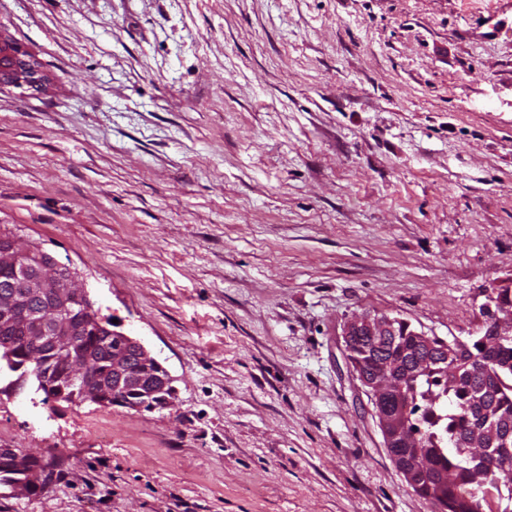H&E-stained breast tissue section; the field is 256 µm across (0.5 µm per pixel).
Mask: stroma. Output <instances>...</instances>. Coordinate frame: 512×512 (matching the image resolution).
<instances>
[{
  "instance_id": "1",
  "label": "stroma",
  "mask_w": 512,
  "mask_h": 512,
  "mask_svg": "<svg viewBox=\"0 0 512 512\" xmlns=\"http://www.w3.org/2000/svg\"><path fill=\"white\" fill-rule=\"evenodd\" d=\"M44 93L0 89V229L78 273L170 406L0 376V512H432L341 336L445 339L512 278V0H0ZM5 449H1L4 455L0 454L3 458V469L0 472V499L9 500L19 487L25 488L31 498L44 496L49 489V484L43 481L39 469H30L29 459L20 449L9 448L11 450L4 451ZM6 461L10 462L12 467L6 468L4 464Z\"/></svg>"
}]
</instances>
